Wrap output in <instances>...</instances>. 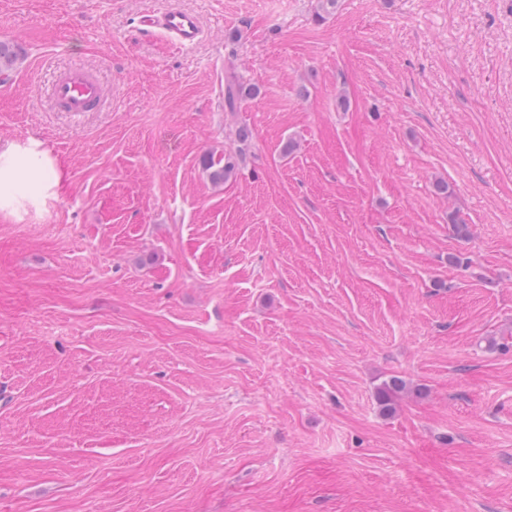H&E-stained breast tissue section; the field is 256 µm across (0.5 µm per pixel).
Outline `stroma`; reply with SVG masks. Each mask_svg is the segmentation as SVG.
<instances>
[{
	"mask_svg": "<svg viewBox=\"0 0 512 512\" xmlns=\"http://www.w3.org/2000/svg\"><path fill=\"white\" fill-rule=\"evenodd\" d=\"M167 2L0 0V512H512V0ZM143 26L161 33L166 40L180 49L191 48L203 37L199 17L182 7L170 5L160 12H148L141 17ZM51 97L60 112H96L103 100V89L95 74L73 69L55 80ZM256 94V88L244 86L235 74L224 76V109L226 111H235L241 100ZM58 178L50 179L47 166L33 154L17 153L12 150L0 154V209L11 205L14 195H24L59 186Z\"/></svg>",
	"mask_w": 512,
	"mask_h": 512,
	"instance_id": "obj_1",
	"label": "stroma"
}]
</instances>
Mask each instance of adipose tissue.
I'll return each instance as SVG.
<instances>
[{"label": "adipose tissue", "mask_w": 512, "mask_h": 512, "mask_svg": "<svg viewBox=\"0 0 512 512\" xmlns=\"http://www.w3.org/2000/svg\"><path fill=\"white\" fill-rule=\"evenodd\" d=\"M58 179L49 178L47 166L35 155L7 151L0 154V209L9 207L14 195L57 187Z\"/></svg>", "instance_id": "ef3b65f1"}]
</instances>
